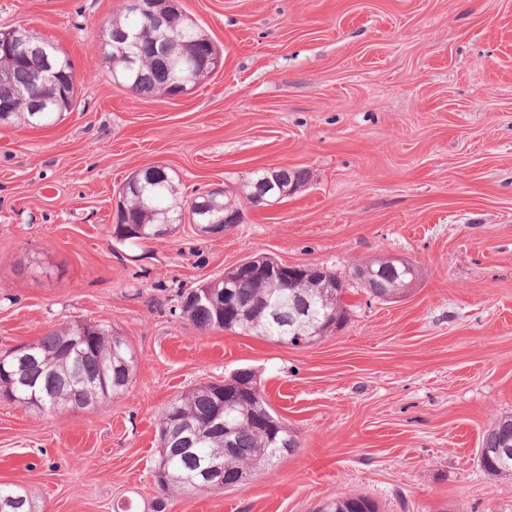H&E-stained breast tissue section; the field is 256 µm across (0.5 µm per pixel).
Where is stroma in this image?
Segmentation results:
<instances>
[{"label": "stroma", "instance_id": "35a3bbf8", "mask_svg": "<svg viewBox=\"0 0 512 512\" xmlns=\"http://www.w3.org/2000/svg\"><path fill=\"white\" fill-rule=\"evenodd\" d=\"M175 2L223 68L169 100L112 82L99 31L123 0H0V29L53 41L77 78L55 125L0 124V356L90 320L137 358L104 406L0 399V484L37 512H151L165 404L249 368L298 448L165 512L353 494L378 512H512V477L478 460L512 416V0ZM153 165L187 201L236 192L242 223L115 239L120 186ZM270 167L309 178L254 205L243 187ZM260 256L335 272L344 325L292 346L181 312L182 293ZM388 258L417 274L382 301L354 272Z\"/></svg>", "mask_w": 512, "mask_h": 512}]
</instances>
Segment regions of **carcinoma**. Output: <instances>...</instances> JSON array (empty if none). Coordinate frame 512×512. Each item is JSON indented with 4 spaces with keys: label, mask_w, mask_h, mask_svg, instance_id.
Returning a JSON list of instances; mask_svg holds the SVG:
<instances>
[{
    "label": "carcinoma",
    "mask_w": 512,
    "mask_h": 512,
    "mask_svg": "<svg viewBox=\"0 0 512 512\" xmlns=\"http://www.w3.org/2000/svg\"><path fill=\"white\" fill-rule=\"evenodd\" d=\"M170 34L180 42L177 48L183 60L170 79H165L154 60L157 36L149 19L128 8L121 17L102 27L105 54L115 59L117 74L123 86L144 96L160 98L174 82L187 80L196 86L209 75L201 65L204 56H223L212 39L204 37V29L189 16L177 9L169 12ZM133 29L141 32L139 46H130L121 40V32ZM54 64L67 88H51L46 95L41 113L31 111L28 101L11 100V115L15 121L29 126L47 127L72 111L76 99V78L71 60L60 51H54ZM44 67V59L35 54H25L24 47L10 55L0 52V71L5 73L0 81V95L11 84L28 85L37 82ZM142 190H130L120 197L118 212L124 220L138 226L132 238L150 240L172 233L177 225L157 224L156 215L166 210L176 214L182 204L171 175L155 166L131 176ZM211 207L205 210L202 222L232 220L236 207L232 197L217 196L209 199ZM372 273L355 278L361 286L382 301L392 300L403 293L402 284L412 280L410 275H397L385 261L371 264ZM298 274L308 281L306 293L311 296V320L325 334L342 326L346 308L345 284L336 273L317 268L300 270ZM319 277L336 282L333 293L314 281ZM236 293L251 305L252 315L247 322L225 314L224 294L216 293L213 300H195L196 292H205L206 286L193 288L183 294L182 311L188 319L203 330L222 329L254 332L275 342L286 344L291 335L286 328L270 321L263 303L281 293L291 295V288H275L260 269L240 271L236 274ZM25 355L9 354L0 358V389L5 399L20 405H36L50 411L62 408L83 409L94 397L103 405L123 392L131 382L136 359L127 341L119 342L112 327L97 324L82 332L79 323L54 328L37 341L26 345ZM255 374L241 369L234 375V382L241 390L235 407L224 413V421L231 428L232 447L224 446V431L209 426V419L223 408L224 398L214 384L201 385L171 399L163 408L159 419L160 444L157 463L164 470L155 474V483L166 496L178 495L186 490H209L201 469L209 464L222 468V487H239L245 469L255 470L265 466L297 448L296 436L288 430L281 418L267 429L256 424L253 418L273 412L263 394L251 391ZM480 466L491 476L512 475V417L499 421L488 429L481 443ZM0 512H36L29 492L17 485H0ZM317 512H377L375 502L366 495H350L331 500Z\"/></svg>",
    "instance_id": "1"
}]
</instances>
